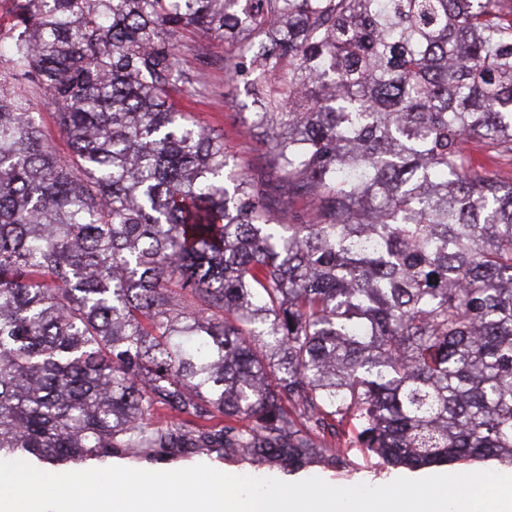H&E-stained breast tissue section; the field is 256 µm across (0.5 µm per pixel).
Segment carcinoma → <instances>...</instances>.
<instances>
[{
	"instance_id": "cac0c4a2",
	"label": "carcinoma",
	"mask_w": 512,
	"mask_h": 512,
	"mask_svg": "<svg viewBox=\"0 0 512 512\" xmlns=\"http://www.w3.org/2000/svg\"><path fill=\"white\" fill-rule=\"evenodd\" d=\"M11 29L0 460L512 466V0H14ZM196 37L240 43L291 223L188 110ZM31 94L34 97L35 102L38 103L35 110V112H37L36 118L40 122V125L42 126L44 133L62 155L66 154L68 149L65 144V139L60 134L59 128L56 124L55 117L53 114L54 110L50 107H45L42 105V103L40 102L41 99L38 92L33 90Z\"/></svg>"
}]
</instances>
